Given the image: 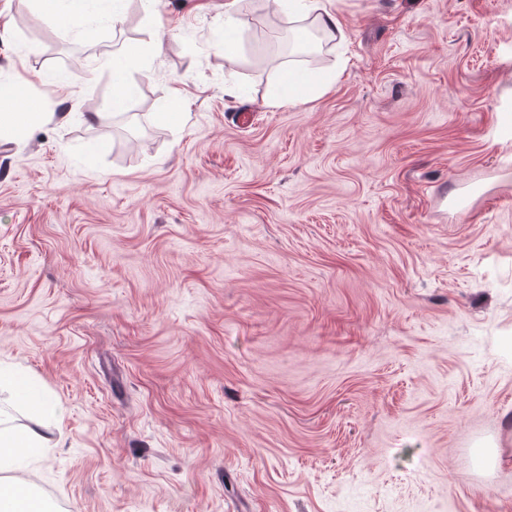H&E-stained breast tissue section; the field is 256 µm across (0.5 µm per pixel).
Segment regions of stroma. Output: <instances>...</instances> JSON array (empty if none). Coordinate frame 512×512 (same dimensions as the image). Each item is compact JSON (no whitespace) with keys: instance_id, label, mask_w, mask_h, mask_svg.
<instances>
[{"instance_id":"1","label":"stroma","mask_w":512,"mask_h":512,"mask_svg":"<svg viewBox=\"0 0 512 512\" xmlns=\"http://www.w3.org/2000/svg\"><path fill=\"white\" fill-rule=\"evenodd\" d=\"M217 2L89 0L80 38L0 0V82L52 116L0 141V367L63 410L41 496L512 512V0H333L336 82L279 108L262 0L231 62ZM131 53L112 57V72L114 82L112 88L111 107L115 112L122 111L131 96V87L125 78V61Z\"/></svg>"}]
</instances>
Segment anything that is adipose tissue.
Listing matches in <instances>:
<instances>
[{"label": "adipose tissue", "instance_id": "adipose-tissue-1", "mask_svg": "<svg viewBox=\"0 0 512 512\" xmlns=\"http://www.w3.org/2000/svg\"><path fill=\"white\" fill-rule=\"evenodd\" d=\"M274 6L291 17H313L327 39L342 36L343 28L331 8L332 0H273ZM328 82L315 80L307 71L285 69L283 87L271 99L274 107L303 104L313 94L327 90ZM43 113L30 111L14 92L0 93V140L22 142L30 128L39 124ZM10 390L16 401L35 416L50 418L59 413L58 405L41 393L28 378L0 369V388ZM46 436L32 427L16 428L0 414V512H52L35 486L22 480L26 461L35 450L47 447Z\"/></svg>", "mask_w": 512, "mask_h": 512}]
</instances>
